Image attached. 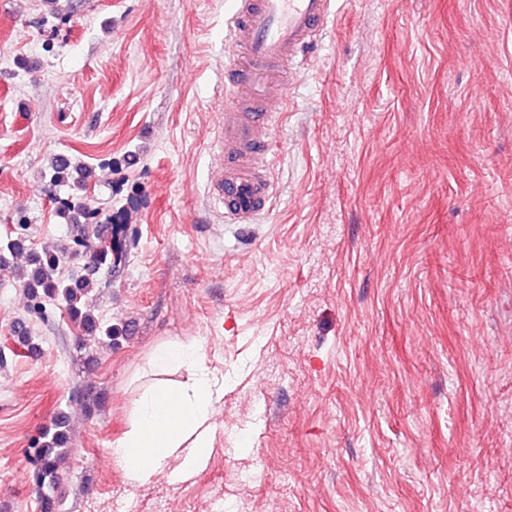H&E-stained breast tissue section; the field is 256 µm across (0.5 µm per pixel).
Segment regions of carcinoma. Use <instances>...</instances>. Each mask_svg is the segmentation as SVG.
Listing matches in <instances>:
<instances>
[{
	"label": "carcinoma",
	"instance_id": "carcinoma-1",
	"mask_svg": "<svg viewBox=\"0 0 512 512\" xmlns=\"http://www.w3.org/2000/svg\"><path fill=\"white\" fill-rule=\"evenodd\" d=\"M78 169H82V166L54 157L51 159L44 177L52 185L66 184L70 172ZM55 212L68 224H77L81 221L91 224L99 221L101 215L99 209L85 206L77 197L57 201ZM25 250L27 251V246L21 238L10 239L4 244H0V265L6 263L7 256ZM27 262L30 270L26 272L17 270L15 275L22 283L29 298L35 302V306L55 301L64 303L68 318L79 324L84 332L94 336L96 344L107 349L112 348V344L123 337V328L114 325L102 327L90 310L89 294L95 285V274L89 273L77 279H65L59 275L62 256L49 251L43 253L28 251ZM66 439L65 420L58 418L54 422L53 428L44 434L43 441L38 448L40 467L36 478L39 487L56 483Z\"/></svg>",
	"mask_w": 512,
	"mask_h": 512
}]
</instances>
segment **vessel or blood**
Instances as JSON below:
<instances>
[{
    "label": "vessel or blood",
    "instance_id": "vessel-or-blood-1",
    "mask_svg": "<svg viewBox=\"0 0 512 512\" xmlns=\"http://www.w3.org/2000/svg\"><path fill=\"white\" fill-rule=\"evenodd\" d=\"M334 16L335 0H236L220 164L208 186L210 203L224 223L249 224L268 211L272 185L265 160L286 77Z\"/></svg>",
    "mask_w": 512,
    "mask_h": 512
}]
</instances>
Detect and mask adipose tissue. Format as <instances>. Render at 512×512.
<instances>
[{
    "instance_id": "ef3b65f1",
    "label": "adipose tissue",
    "mask_w": 512,
    "mask_h": 512,
    "mask_svg": "<svg viewBox=\"0 0 512 512\" xmlns=\"http://www.w3.org/2000/svg\"><path fill=\"white\" fill-rule=\"evenodd\" d=\"M198 346L158 345L150 356L154 380L141 393L129 429L112 444V459L132 480H148L170 458L184 473L208 457L216 430L220 391L197 362ZM185 370L173 383L168 374Z\"/></svg>"
}]
</instances>
